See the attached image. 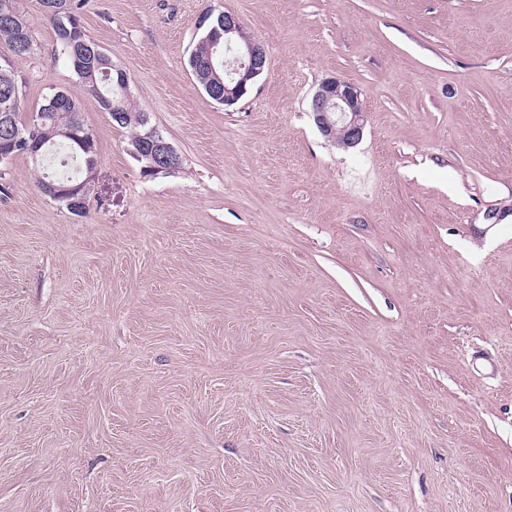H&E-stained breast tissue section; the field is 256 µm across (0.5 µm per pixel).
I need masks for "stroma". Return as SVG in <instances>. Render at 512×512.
Segmentation results:
<instances>
[{
    "instance_id": "obj_1",
    "label": "stroma",
    "mask_w": 512,
    "mask_h": 512,
    "mask_svg": "<svg viewBox=\"0 0 512 512\" xmlns=\"http://www.w3.org/2000/svg\"><path fill=\"white\" fill-rule=\"evenodd\" d=\"M28 121L80 93L26 0ZM268 51L221 106L197 16ZM183 157L90 96L83 215L0 165V512H512V0H88ZM355 85L360 144L310 113ZM370 170L362 188L351 176ZM310 108L317 127L328 141L344 149L360 143L366 116L361 93L354 85L336 77L323 80Z\"/></svg>"
}]
</instances>
